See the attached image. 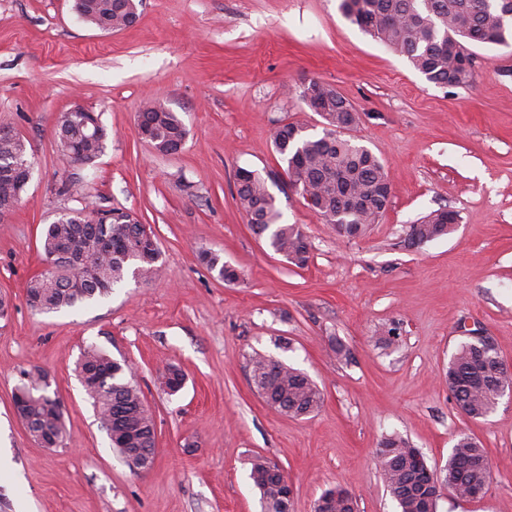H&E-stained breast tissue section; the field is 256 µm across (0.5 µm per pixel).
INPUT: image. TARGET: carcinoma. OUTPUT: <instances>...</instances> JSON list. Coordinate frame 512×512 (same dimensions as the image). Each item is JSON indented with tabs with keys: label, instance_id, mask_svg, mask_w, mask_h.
I'll list each match as a JSON object with an SVG mask.
<instances>
[{
	"label": "carcinoma",
	"instance_id": "cac0c4a2",
	"mask_svg": "<svg viewBox=\"0 0 512 512\" xmlns=\"http://www.w3.org/2000/svg\"><path fill=\"white\" fill-rule=\"evenodd\" d=\"M73 9L87 14L85 22L96 28L121 30L132 24L118 0H74ZM342 16L364 33L399 56L425 79L437 86L456 87L470 83L473 64L458 58L454 48L462 44L507 45L512 41V0H340ZM315 98L322 108L326 127L318 136L307 133L301 123L276 126L272 143L286 172L297 183V191L327 224H349L347 237L363 235L387 210L389 199L384 186L389 176L382 160L365 146L345 138L337 130L343 112L352 105L334 87L311 79L302 84L299 97ZM78 112H64L58 119L56 138L62 155L70 162L81 160L88 166L103 154L110 137L108 128L97 121L94 137H89ZM141 139L160 154H170L175 144L185 143L187 129L165 103L153 102L137 114ZM26 156L23 139H0V172ZM28 182L17 176H0V198L22 199ZM236 200L246 213L253 232L268 240L270 247L297 267L309 261L306 236L294 224L280 222L276 199L266 179L257 171L240 168L235 174ZM90 215H58L46 225L41 238L45 259L63 250L69 261L33 276L26 287L28 305L36 312L71 309L98 297H106L127 273L144 282L158 271L159 248L142 245L145 234L138 218L123 214L105 224L89 222ZM458 221L454 211L436 210L409 227L404 239L408 248L446 235L448 223ZM203 261L218 278L233 283L235 269L217 253H206ZM480 343H461L448 361L444 379L456 406L470 420L484 419L496 408L497 389L504 373L496 366L498 353L481 354ZM252 381L274 409L294 418L319 410L323 396L304 372L264 356L251 359ZM78 373L92 400L100 426L112 427V447L129 470H148L155 455V423L131 369L112 359L98 347L86 349ZM42 377L32 378L18 388L14 402L29 434L48 448L58 447L64 423L58 401L38 387ZM159 381L169 394L181 390L184 374L168 365ZM421 451L399 435L383 438L377 462L384 485L399 512H425L431 487L424 470L418 468ZM273 461L257 456L251 462L250 478L260 491L264 512H289V493L272 472ZM491 468L487 453L468 433H461L453 446L441 480L459 499L488 484ZM336 502L335 512H356V502L348 492L328 489L314 503V512H324L323 503Z\"/></svg>",
	"mask_w": 512,
	"mask_h": 512
}]
</instances>
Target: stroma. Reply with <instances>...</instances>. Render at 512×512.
<instances>
[{
  "label": "stroma",
  "instance_id": "obj_1",
  "mask_svg": "<svg viewBox=\"0 0 512 512\" xmlns=\"http://www.w3.org/2000/svg\"><path fill=\"white\" fill-rule=\"evenodd\" d=\"M73 0H0V125L24 139L32 179L0 223V446L21 480L0 483V512H262L249 478L260 455L293 487L289 512H312L337 485L357 512H397L377 465L380 440L408 438L445 469L460 432L486 449L492 481L476 502L445 493L437 512H512V400L479 421L456 408L443 375L471 332L512 365V45H475L473 79L443 88L344 19L339 0H141L129 27L106 34ZM332 85L354 107L349 137L381 158L392 197L356 239L337 234L283 179L270 134L299 122L322 132L298 97ZM163 101L188 135L163 155L136 116ZM99 113L111 137L94 165L73 167L55 128L62 112ZM259 171L286 224L308 238L298 268L255 235L235 200L238 168ZM80 178L74 195L61 182ZM122 207L150 225L161 251L151 282L125 276L107 297L40 314L28 281L45 267L41 235L60 213ZM459 221L403 247L410 225L438 209ZM222 256L240 278L203 264ZM400 338L380 342L390 329ZM350 349L339 359L331 343ZM126 361L156 429L153 466L132 473L113 450L76 373L88 346ZM306 372L321 408L295 419L251 380L254 355ZM184 372L174 395L165 365ZM63 410L64 438L28 433L14 394L33 370Z\"/></svg>",
  "mask_w": 512,
  "mask_h": 512
}]
</instances>
